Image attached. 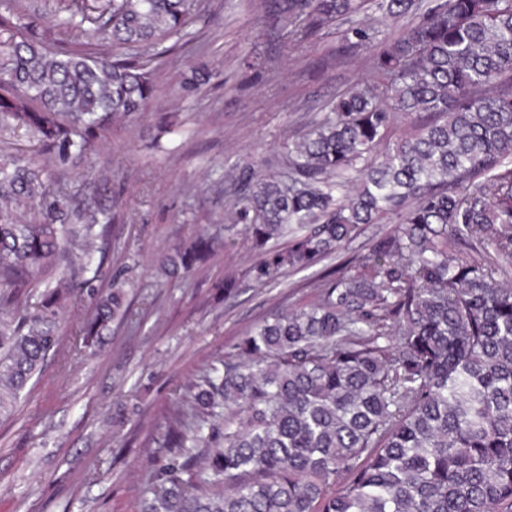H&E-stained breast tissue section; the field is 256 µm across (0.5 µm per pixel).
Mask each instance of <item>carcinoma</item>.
Listing matches in <instances>:
<instances>
[{
	"instance_id": "carcinoma-1",
	"label": "carcinoma",
	"mask_w": 512,
	"mask_h": 512,
	"mask_svg": "<svg viewBox=\"0 0 512 512\" xmlns=\"http://www.w3.org/2000/svg\"><path fill=\"white\" fill-rule=\"evenodd\" d=\"M47 2L40 32L0 4V131L37 145L0 156V418L60 352V311H86L78 352L136 316L120 276L96 285L115 213L94 163L113 120L156 97L166 42L193 40L194 0ZM367 2L258 0L290 48L335 28L342 50H369L373 81L285 145L288 175L232 174L230 220L260 252V285L362 224L394 229L183 390L141 512H512V0H376L410 19L377 42ZM71 25L78 48L56 36ZM422 112L382 148L396 115ZM80 163L97 184L84 198L63 176ZM213 250L200 235L161 275Z\"/></svg>"
}]
</instances>
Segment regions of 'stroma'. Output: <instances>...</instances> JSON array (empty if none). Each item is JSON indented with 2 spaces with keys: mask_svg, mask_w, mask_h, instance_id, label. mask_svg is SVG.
<instances>
[{
  "mask_svg": "<svg viewBox=\"0 0 512 512\" xmlns=\"http://www.w3.org/2000/svg\"><path fill=\"white\" fill-rule=\"evenodd\" d=\"M253 3L200 0L196 39L167 54L156 99L114 123L97 159L118 211L108 271L131 282L141 314L110 324L94 351L49 357L15 414L0 419V512H140L169 457L164 412L185 385L265 318L316 300L319 279L391 230L361 226L338 256L268 285L250 277L258 255L243 225L227 221L238 193L228 171L253 162L284 170L285 143L371 74L360 55L316 68L338 47L334 33L282 50ZM256 53L271 69L248 67ZM200 70L209 84L185 86ZM202 233L218 239L213 256L192 275L158 281L159 258Z\"/></svg>",
  "mask_w": 512,
  "mask_h": 512,
  "instance_id": "stroma-1",
  "label": "stroma"
}]
</instances>
